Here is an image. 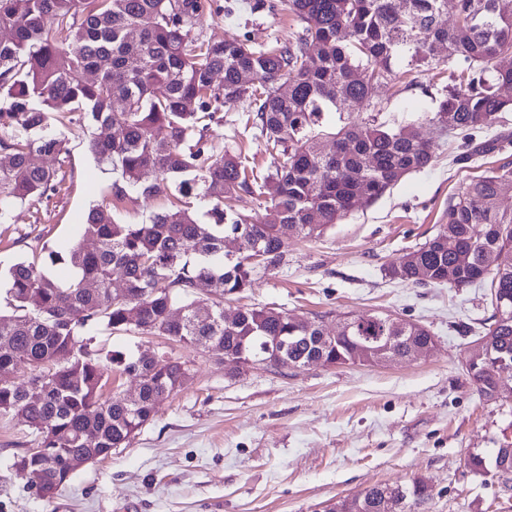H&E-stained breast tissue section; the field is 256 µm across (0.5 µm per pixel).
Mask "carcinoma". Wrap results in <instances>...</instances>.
<instances>
[{"label": "carcinoma", "mask_w": 512, "mask_h": 512, "mask_svg": "<svg viewBox=\"0 0 512 512\" xmlns=\"http://www.w3.org/2000/svg\"><path fill=\"white\" fill-rule=\"evenodd\" d=\"M288 0L302 29L288 44L263 49L245 42L209 43L194 30L211 14V0H0V219L12 205L60 191L57 171L32 163L34 153L57 159L63 140L50 130L67 119L97 130L91 149L121 168L140 196L175 189L181 205L142 223H121L111 205L92 208L85 237L69 260L78 276L48 277L31 262L9 270L10 311H0V372H33L28 388L0 379V415L19 414L47 448L58 449L57 467L39 466L30 449L33 486L65 485L64 457L85 449L88 433L106 458L126 448L155 415L158 399L182 391L191 367L171 353L143 349L134 359L95 343L92 328L162 336L186 346L213 349L248 361L263 358V342H286L282 368L312 355L326 366L370 364L394 332L387 317L356 315L349 337L318 345L319 329L284 310L245 307L224 323V297L252 287L259 271L285 263L279 225L295 224L304 238H318L348 214L382 197L405 176L429 167L433 144L413 123L390 126L372 119L323 127L327 112H347L352 101L370 105L395 66H448V85L429 121L446 135L467 140L512 112V13L500 0ZM454 12L445 25L442 13ZM135 37H130V33ZM254 82L245 87L241 75ZM223 76L216 82V76ZM286 81L291 94L276 87ZM246 99L253 123L266 137L275 170L261 179L237 153L204 139V121L224 104ZM120 108H115V104ZM115 134H103V131ZM265 194L262 218L250 221L224 211V199L240 192ZM211 204L206 220L187 198ZM512 168L502 166L471 180L448 201L442 224L421 246L388 268L391 278L467 288L485 280L509 299L512 311ZM321 216L318 223L310 214ZM240 240L237 258L224 257V238ZM467 261L448 281V265ZM120 275L126 294L112 295ZM210 284L200 300L197 284ZM181 310L183 316L172 317ZM491 356L466 370L485 400L495 399L503 370L512 374V317L493 318L479 334ZM132 374L139 391L128 400L104 392L113 368ZM383 488H367L361 512H379ZM398 496L406 512H423L433 493L416 482Z\"/></svg>", "instance_id": "obj_1"}]
</instances>
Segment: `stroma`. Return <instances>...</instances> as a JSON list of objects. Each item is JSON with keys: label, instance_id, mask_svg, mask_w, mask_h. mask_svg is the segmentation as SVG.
<instances>
[{"label": "stroma", "instance_id": "35a3bbf8", "mask_svg": "<svg viewBox=\"0 0 512 512\" xmlns=\"http://www.w3.org/2000/svg\"><path fill=\"white\" fill-rule=\"evenodd\" d=\"M254 2L212 0V15L197 35L263 48L292 40L298 24L287 0H265L259 8ZM447 83L444 68L401 65L370 106L350 114L388 124L416 120L436 148L430 167L319 238L290 234L286 263L259 272L252 288L224 301L229 311L272 307L329 327L345 316L391 315L430 330L436 348L429 357L238 371L202 345L97 331L101 346L129 357L152 346L189 361L191 384L159 403L128 447L77 470L48 502L9 466L14 455L35 447L34 434L23 418L0 417V512H323L368 486L406 485L417 477L433 488L426 512H512V483L468 465L470 454L492 459L512 437V401H485L465 375L469 347L492 314L488 283L419 286L386 273L436 231L449 199L466 183L512 164V112L495 129L475 134L478 144L498 138L495 150L458 162L461 139L424 118ZM222 114L205 131L209 143L270 172L266 141L247 122L248 101L225 104ZM60 131L66 147L60 192L17 204L0 220L1 284L23 261L68 280L70 251L92 245L84 224L97 205L111 204L121 221L141 223L176 198L172 191L117 197L121 172L93 153L91 128L74 122Z\"/></svg>", "mask_w": 512, "mask_h": 512}]
</instances>
